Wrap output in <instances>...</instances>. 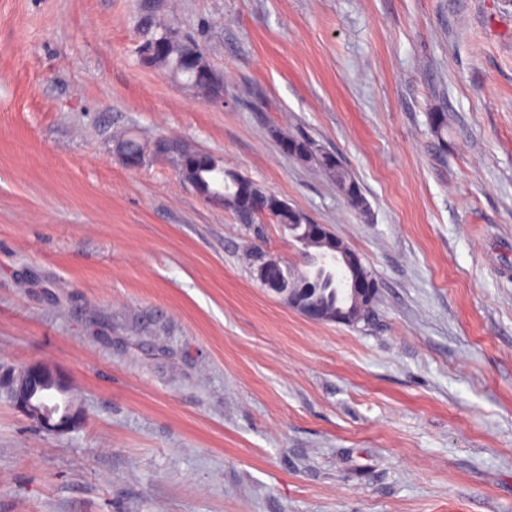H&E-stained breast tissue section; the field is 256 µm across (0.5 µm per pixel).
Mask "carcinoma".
I'll return each mask as SVG.
<instances>
[{"label": "carcinoma", "mask_w": 512, "mask_h": 512, "mask_svg": "<svg viewBox=\"0 0 512 512\" xmlns=\"http://www.w3.org/2000/svg\"><path fill=\"white\" fill-rule=\"evenodd\" d=\"M151 64L168 71L178 78L186 77L194 89L203 95L208 94L209 74L213 67L203 55L196 53V47L190 40L172 35L161 46L151 60ZM288 153L301 162L321 164L324 151L311 138L288 135L282 137ZM348 205L366 214L369 211L360 184L354 174L341 162L325 170ZM185 179L195 183L202 196L224 199L236 203L231 211H240L258 220L256 213L267 207L266 191L256 183L235 170L224 167V162L215 157L196 162V165L180 172Z\"/></svg>", "instance_id": "obj_1"}]
</instances>
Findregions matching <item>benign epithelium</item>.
I'll list each match as a JSON object with an SVG mask.
<instances>
[{"label": "benign epithelium", "mask_w": 512, "mask_h": 512, "mask_svg": "<svg viewBox=\"0 0 512 512\" xmlns=\"http://www.w3.org/2000/svg\"><path fill=\"white\" fill-rule=\"evenodd\" d=\"M156 152L177 154V167L191 159L204 158L207 153L183 151L165 142L154 145ZM305 237L312 242H325L327 249L318 254L320 264L336 272L340 283L342 306L328 311L312 300L316 288L305 274L300 281L291 280V271L279 258L264 249L252 248L257 279L267 291L282 298L288 307L314 322L354 324L365 319L372 309L378 285L362 266L360 258L339 241L325 224H306ZM7 393L13 405L30 421L48 433L60 434L74 430L83 420L82 411L73 401H57L56 395L68 391L64 375L43 364H30L10 375Z\"/></svg>", "instance_id": "7a95c632"}]
</instances>
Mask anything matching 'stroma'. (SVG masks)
<instances>
[{"mask_svg":"<svg viewBox=\"0 0 512 512\" xmlns=\"http://www.w3.org/2000/svg\"><path fill=\"white\" fill-rule=\"evenodd\" d=\"M148 21L223 102L142 63ZM128 137L329 225L379 284L369 322L261 288L245 253L301 266L287 228L175 154L126 167ZM33 362L84 419L40 431L0 390V512H512V0H0V372ZM282 140L288 146V153L301 162H312L321 167L331 177L338 191L345 198L348 205L362 214H367L369 207L362 193L360 184L354 174L336 157V166L324 169L321 161L324 152L311 138L305 136H282ZM294 152V153H293ZM178 173L186 180L195 183L204 198L210 195L215 199L235 202L237 208L231 206L227 209H230L236 215L237 210L251 215L254 221L258 220L257 222L261 220L259 216H254L253 213L261 212L267 207L266 191L237 171L225 168L221 159L210 157L207 161H196L195 166L183 169ZM183 177L182 179L192 186ZM253 220L244 221V223L254 224Z\"/></svg>","mask_w":512,"mask_h":512,"instance_id":"1","label":"stroma"}]
</instances>
